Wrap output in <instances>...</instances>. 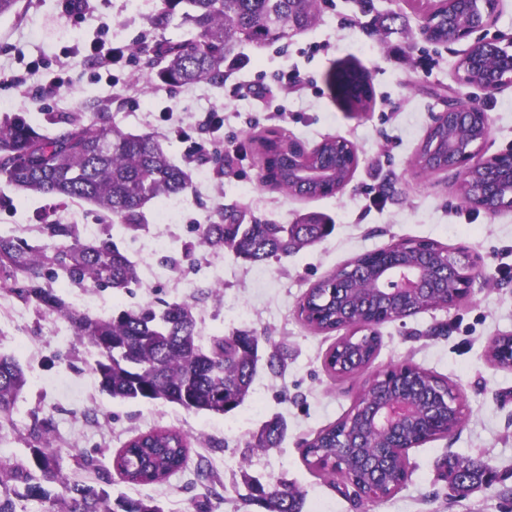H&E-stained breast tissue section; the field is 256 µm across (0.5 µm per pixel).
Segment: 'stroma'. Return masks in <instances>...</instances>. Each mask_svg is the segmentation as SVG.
Listing matches in <instances>:
<instances>
[{
	"mask_svg": "<svg viewBox=\"0 0 512 512\" xmlns=\"http://www.w3.org/2000/svg\"><path fill=\"white\" fill-rule=\"evenodd\" d=\"M430 3L318 0L313 30L262 47H238L243 74L255 89L248 98L230 97L206 81L168 87L132 55L120 68L88 65L84 43L97 34L123 47L189 38L188 28L176 23L151 28L148 19L160 0H143L137 9L129 0H87L79 15L65 14L63 0H20L16 13L0 17V73L41 64L24 84L0 83V119L20 114L46 129L53 114L90 118L95 102L123 130L153 135L192 176L191 189L179 197L177 223H157L155 204L143 209L146 233H160L168 250L139 265L140 282L131 292L96 291L88 313L108 317L144 303L187 302L202 345L249 330L258 335L262 355L247 398L230 416L163 401L122 402L102 392L93 370L95 350L74 339L69 323L27 303L24 319L0 324V355L15 358L28 378L9 416L0 419V465L27 462L25 439L38 418L52 423V448L69 481L151 500L164 512H264L248 497L247 474L299 488L303 512H512V368L498 367L487 356L493 336L512 333V209L490 215L467 207L454 172L424 173L414 164L434 113L449 97L476 102L487 112L491 130L484 155L512 149V83L491 94L464 83L458 62L473 40L425 41L420 27ZM347 59L371 75L373 102L363 114L339 103L331 84L337 63ZM295 67L306 78L302 90L279 96L275 74ZM275 96L283 115L263 110ZM271 131L286 133L308 150L325 138H344L356 146L359 165L343 189L326 197L301 198L260 186L253 138ZM216 151L223 165L210 161ZM53 206L61 223L100 224L99 239L115 238L129 256H137V238L114 235L112 215L78 199L57 205L0 178V233L48 244L35 215ZM228 206L246 224H291L317 213L335 229L300 251L245 262L229 249L199 242L198 225L218 221ZM402 239L476 254L481 275L474 291L455 307L380 325L381 346L371 369L332 380L324 359L340 334L310 329L299 314L300 302L315 283L355 257ZM204 271L220 272L222 288L207 294L189 287ZM274 353L284 362L277 371L267 363ZM405 362L457 388L462 422L452 434L409 449L410 476L395 494L374 505L354 502L338 478L317 474L303 448L350 410L373 372ZM277 417L287 424L281 444L249 447L251 435ZM228 418L244 419L243 429L225 428ZM154 428L187 437V467L160 484L124 481L112 466L115 453ZM201 460L216 484L198 478ZM455 460L487 462L496 477L490 485L456 494L440 475L441 464Z\"/></svg>",
	"mask_w": 512,
	"mask_h": 512,
	"instance_id": "1",
	"label": "stroma"
}]
</instances>
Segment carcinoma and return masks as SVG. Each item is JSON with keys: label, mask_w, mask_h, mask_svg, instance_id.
Listing matches in <instances>:
<instances>
[{"label": "carcinoma", "mask_w": 512, "mask_h": 512, "mask_svg": "<svg viewBox=\"0 0 512 512\" xmlns=\"http://www.w3.org/2000/svg\"><path fill=\"white\" fill-rule=\"evenodd\" d=\"M162 8L150 18L156 29H164L175 17L190 26L193 37L184 41H145L128 48L158 65L161 82L179 87L206 80L224 83V64L237 43L266 44L288 37V27L308 30L318 19L317 0H161ZM336 87L350 106L365 111L371 97L360 93L371 84L369 72L352 62L339 66ZM55 126L42 133L23 116L0 120V176L6 182L42 197L60 200L78 198L93 203L117 217L131 233L142 230L144 206L187 192L192 185L189 171L173 164L154 136L123 131L104 113L84 121L71 115H52ZM262 162L260 183L284 190L296 188L288 164V153L298 144L274 132L255 138ZM347 148L327 138L310 150V158L326 169L336 168V155ZM333 224L317 215H303L293 224H242L239 211L224 208L220 221L198 225L200 243L227 247L245 261H259L278 253L299 250L331 233ZM50 247L32 245L12 235L0 234V289L69 322L81 343L97 351L94 372L103 392L123 401L162 400L187 411L226 414L246 399L259 360V337L237 332L215 337L206 348L199 343L193 306L187 302L165 304L161 311L146 304L119 311L110 318H93L77 313L43 281L63 280L77 288L128 291L139 282L138 268L112 239L90 243L82 238L76 224L58 221L46 224ZM369 314L361 306L339 317L332 313L314 323L312 329L333 332L349 329L355 320ZM336 346L358 354V361L338 370L326 365L334 379L358 373L364 361L377 355V336L341 337ZM421 387L429 392L446 380L416 368ZM26 385L21 365L0 355V414L12 411ZM358 404L336 423L321 429L307 443L304 456L319 469L325 459L336 455L340 431ZM50 424L34 421L27 437L28 464L8 472L0 470V512H17L23 499L49 503L51 512H163L149 501L123 495L112 497L104 488L69 484L60 475L55 458L48 452ZM285 424H266L254 437L252 447L273 448L284 437ZM189 461L187 437L166 428L152 430L125 443L114 458V468L132 483L163 482L185 469ZM358 481L377 483L388 497L408 478L407 460L390 454L374 473L370 465L348 462ZM468 472L472 485L485 482L489 468L473 462L452 467L457 479ZM23 484L24 492L4 485V479ZM57 482L66 490L55 495L43 482ZM250 498L266 512H302L304 495L294 489L280 496L256 479L246 481Z\"/></svg>", "instance_id": "obj_1"}]
</instances>
